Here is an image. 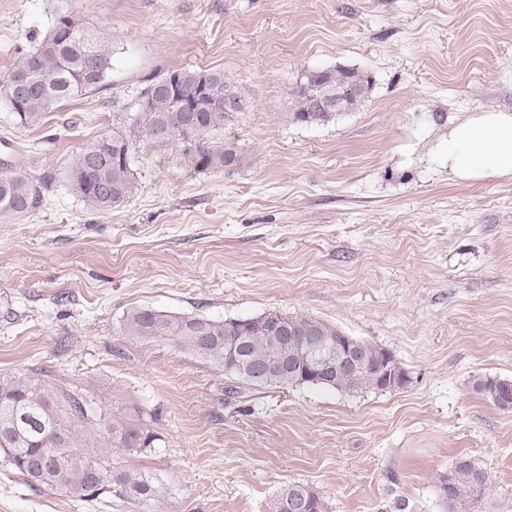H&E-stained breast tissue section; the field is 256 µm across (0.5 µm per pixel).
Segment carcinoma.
Returning a JSON list of instances; mask_svg holds the SVG:
<instances>
[{
	"mask_svg": "<svg viewBox=\"0 0 512 512\" xmlns=\"http://www.w3.org/2000/svg\"><path fill=\"white\" fill-rule=\"evenodd\" d=\"M112 69V42L86 26L62 16L53 31L33 50L17 57L0 74V87L21 123H28L58 104L103 88ZM156 91L145 89L146 100L125 126L112 129L81 146L72 158L68 180L84 205L107 211L121 205L137 189L131 163L142 145L176 147L184 161L199 171L220 170L242 163L236 150L204 141L224 127L232 114L224 102L245 109V89L211 71H174L157 80ZM339 90L343 108L353 109L372 87L368 74L338 66L310 72L293 87V118L307 125H324L339 113L313 109L320 86ZM50 189L47 178H31L21 170L0 175V219L21 216L41 207ZM123 329L142 339L175 337L187 352L224 370V376L252 386H315L347 394L394 390L406 383V372L385 349L357 367H348L336 348L341 330L310 315L269 311L248 319L217 320L176 316L154 309L127 312ZM328 371L309 376L315 362ZM471 389L491 404L497 395L512 394V380L478 376ZM101 439L104 450L135 452L152 448L158 436L143 426H118L107 417L89 414L79 398L24 374L0 377V455L36 491L51 488L81 499L96 498L116 485L120 494L137 502H152L160 490L148 477L109 472L90 459L85 449ZM47 448L57 449L47 475L39 478L32 460ZM456 485L451 508L474 509L491 482L469 456L453 462ZM307 503V512H329L327 499L304 483H291L268 503V512H286L285 501Z\"/></svg>",
	"mask_w": 512,
	"mask_h": 512,
	"instance_id": "cac0c4a2",
	"label": "carcinoma"
}]
</instances>
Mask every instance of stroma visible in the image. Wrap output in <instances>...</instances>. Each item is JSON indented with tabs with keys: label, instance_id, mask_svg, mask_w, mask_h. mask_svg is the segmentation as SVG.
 <instances>
[{
	"label": "stroma",
	"instance_id": "stroma-1",
	"mask_svg": "<svg viewBox=\"0 0 512 512\" xmlns=\"http://www.w3.org/2000/svg\"><path fill=\"white\" fill-rule=\"evenodd\" d=\"M66 15L112 42L102 89L23 124L0 93V173L50 176L44 204L0 220V376L41 375L157 447L111 466L158 502L37 492L0 458V512H267L291 482L332 512H448L434 487L459 455L512 512V410L471 389L512 379V181L448 173L453 123L512 111V0H0V72ZM372 79L326 125L292 116L311 71ZM175 70L223 73L249 105L210 142L241 166L199 171L141 147L135 193L92 211L73 153ZM242 319L308 314L390 351L401 388L354 395L253 387L168 338L125 335L128 311Z\"/></svg>",
	"mask_w": 512,
	"mask_h": 512
}]
</instances>
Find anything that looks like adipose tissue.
<instances>
[{"instance_id": "1", "label": "adipose tissue", "mask_w": 512, "mask_h": 512, "mask_svg": "<svg viewBox=\"0 0 512 512\" xmlns=\"http://www.w3.org/2000/svg\"><path fill=\"white\" fill-rule=\"evenodd\" d=\"M448 171L456 179H512V113L477 112L448 132Z\"/></svg>"}]
</instances>
